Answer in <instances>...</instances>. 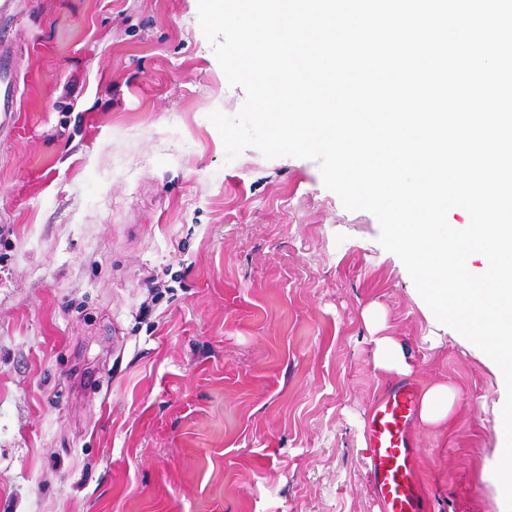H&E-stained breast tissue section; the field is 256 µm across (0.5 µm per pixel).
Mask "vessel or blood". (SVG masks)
<instances>
[{"mask_svg":"<svg viewBox=\"0 0 512 512\" xmlns=\"http://www.w3.org/2000/svg\"><path fill=\"white\" fill-rule=\"evenodd\" d=\"M416 409L414 387L399 384L378 399L365 428V459L381 512H425L409 434Z\"/></svg>","mask_w":512,"mask_h":512,"instance_id":"vessel-or-blood-1","label":"vessel or blood"}]
</instances>
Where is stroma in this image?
<instances>
[{
	"label": "stroma",
	"mask_w": 512,
	"mask_h": 512,
	"mask_svg": "<svg viewBox=\"0 0 512 512\" xmlns=\"http://www.w3.org/2000/svg\"><path fill=\"white\" fill-rule=\"evenodd\" d=\"M0 118V512H380L364 427L415 390L427 512H504L494 373L433 318L369 212L316 161L227 160L209 115L245 101L197 0H20ZM364 322L371 328L373 333L374 354L373 369L384 379H391L411 373L412 367L406 355L404 346L390 334L384 333L386 327L379 318L376 308H368L363 311ZM384 333L382 335H379ZM458 389L448 383H436L424 389L419 404V421L424 428H440L455 411Z\"/></svg>",
	"instance_id": "obj_1"
}]
</instances>
